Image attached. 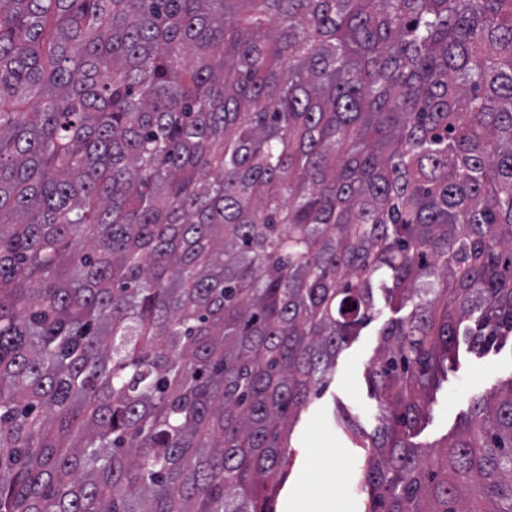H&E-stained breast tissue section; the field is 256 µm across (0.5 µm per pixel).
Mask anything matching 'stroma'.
<instances>
[{
  "label": "stroma",
  "mask_w": 512,
  "mask_h": 512,
  "mask_svg": "<svg viewBox=\"0 0 512 512\" xmlns=\"http://www.w3.org/2000/svg\"><path fill=\"white\" fill-rule=\"evenodd\" d=\"M380 322H373L336 358L327 385L311 396L290 436L292 463L280 490L270 501L273 512H285L301 489L316 498L321 512H365L367 495L362 490L364 449L338 424L339 412L355 418L366 431H374L376 401L368 384V369L379 345ZM512 377V346L475 354L460 350L459 359L442 382L428 423L417 437L436 444L455 432L468 414L472 400L500 381ZM318 442L345 463L342 480L311 479L310 444Z\"/></svg>",
  "instance_id": "35a3bbf8"
}]
</instances>
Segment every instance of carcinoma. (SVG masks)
<instances>
[{
	"label": "carcinoma",
	"mask_w": 512,
	"mask_h": 512,
	"mask_svg": "<svg viewBox=\"0 0 512 512\" xmlns=\"http://www.w3.org/2000/svg\"><path fill=\"white\" fill-rule=\"evenodd\" d=\"M366 512H512V0H0V512H272L375 319ZM512 375V346L492 348L484 354L467 352L461 344L459 360L448 368L428 423L414 439L417 443L436 444L453 434L469 413L471 401Z\"/></svg>",
	"instance_id": "carcinoma-1"
}]
</instances>
